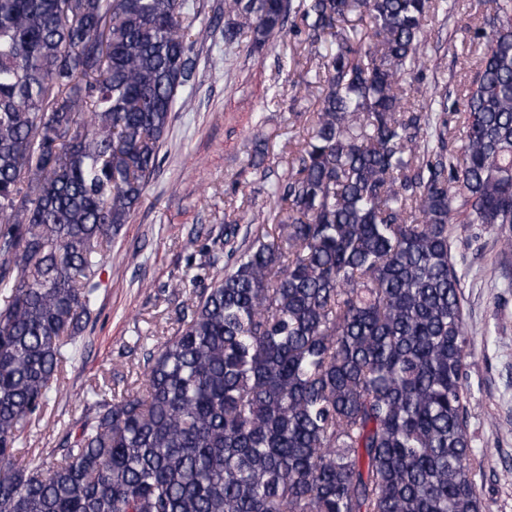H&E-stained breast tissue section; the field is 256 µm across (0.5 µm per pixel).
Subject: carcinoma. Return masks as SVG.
I'll return each instance as SVG.
<instances>
[{
	"instance_id": "cac0c4a2",
	"label": "carcinoma",
	"mask_w": 512,
	"mask_h": 512,
	"mask_svg": "<svg viewBox=\"0 0 512 512\" xmlns=\"http://www.w3.org/2000/svg\"><path fill=\"white\" fill-rule=\"evenodd\" d=\"M443 2L224 0V47L298 17L324 69L285 220L243 250L224 225L144 381L92 386L17 467L207 32L184 0H0V512H482L448 225L512 250V0L474 32L451 142L447 96L406 81Z\"/></svg>"
}]
</instances>
